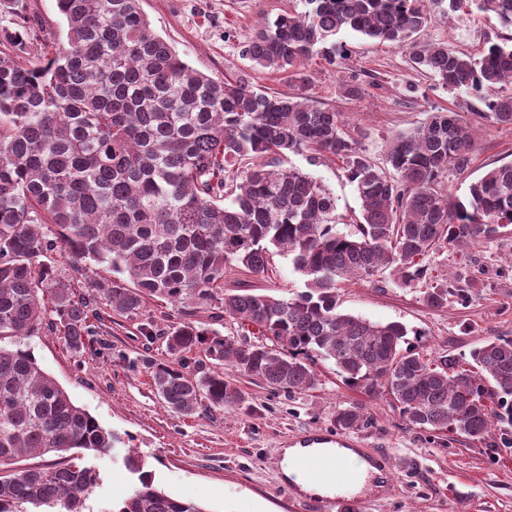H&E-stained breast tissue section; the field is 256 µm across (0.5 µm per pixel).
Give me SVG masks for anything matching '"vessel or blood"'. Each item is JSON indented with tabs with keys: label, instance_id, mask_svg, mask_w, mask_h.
<instances>
[{
	"label": "vessel or blood",
	"instance_id": "b4317fda",
	"mask_svg": "<svg viewBox=\"0 0 512 512\" xmlns=\"http://www.w3.org/2000/svg\"><path fill=\"white\" fill-rule=\"evenodd\" d=\"M291 444L305 451L298 464L308 479L329 489L325 495L306 496L304 502L307 506L320 512L330 504L342 508L359 503L360 498L353 491L359 475L345 467L341 456L342 449L358 447L355 437L341 432L307 430L293 438Z\"/></svg>",
	"mask_w": 512,
	"mask_h": 512
}]
</instances>
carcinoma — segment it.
Listing matches in <instances>:
<instances>
[{"label":"carcinoma","instance_id":"carcinoma-1","mask_svg":"<svg viewBox=\"0 0 512 512\" xmlns=\"http://www.w3.org/2000/svg\"><path fill=\"white\" fill-rule=\"evenodd\" d=\"M65 21L52 57L22 63L0 56V512H87L100 472L83 452L115 450L119 438L76 405L28 350L13 348L42 330L60 332L76 354L92 343L100 310L126 319L147 301L221 305L258 327L250 344L196 321L167 331L179 367L140 364L168 411L180 417L232 410L247 401L222 371L189 369L193 350L271 390L318 384L315 366L331 362L345 385L369 397L387 392L406 425L484 442L512 443V338L495 337L470 358L434 357L422 333L339 309L336 289L392 269L393 282H428L435 309L469 289L432 275L425 257L490 240L512 226V162L487 170L461 201L444 187L467 172L475 142L459 112H432L423 126L394 135L386 166L360 146L342 114L312 102L304 65L349 60L345 31L405 49L417 67L450 91L479 97L477 116L512 125V44L492 43L481 58L420 40L433 21L426 0H300L303 10L260 25L242 46L254 67L286 73L292 96L257 92L242 79L190 68L151 27L140 0H56ZM475 4L512 27V0ZM24 0H0L16 18L11 43L31 31ZM315 165L342 160L360 217L342 230L336 201L289 155ZM72 269L88 264L121 278L75 288L57 277L49 255ZM291 259L304 291L290 298L224 293V270L266 275L270 256ZM416 342H411L409 336ZM336 429L367 425L358 403L336 410ZM77 450L66 463L13 470L25 454ZM123 465L131 494L106 512H206L154 484L142 458Z\"/></svg>","mask_w":512,"mask_h":512}]
</instances>
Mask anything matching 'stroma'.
Here are the masks:
<instances>
[{
    "label": "stroma",
    "instance_id": "35a3bbf8",
    "mask_svg": "<svg viewBox=\"0 0 512 512\" xmlns=\"http://www.w3.org/2000/svg\"><path fill=\"white\" fill-rule=\"evenodd\" d=\"M299 5V0H140L153 29L193 69L218 78H243L254 88L282 95L295 91L287 76L255 69L242 58L240 47L265 20ZM510 38L511 27L477 9L464 18L438 17L423 34L426 42L475 58L487 43ZM340 39L351 51L346 67L310 62L311 96L359 131L361 147L377 164H384L393 135L412 131L429 113H470L482 107L473 94L437 85L415 68L405 49L351 31ZM353 76L366 83L357 99L347 98L343 90ZM469 132L476 145L471 167L462 175L449 174L445 183L451 196L461 199L486 170L512 161V126L475 119ZM293 162L332 192L340 221L353 223L359 200L341 160L324 158L313 167L300 156ZM425 262L444 279L462 283L475 276L470 302L435 310L425 304L422 288H400L385 277L342 284L341 310L422 331L428 353L435 356L465 357L490 337L512 336V231L463 252L442 246L430 251ZM273 266L265 276L225 275V292L285 297L303 290V279L287 257L274 256ZM188 315L223 334L251 343L262 340L256 327L220 309L153 302L138 319H103L98 344L84 353L68 351L50 332L25 340L24 346L78 406L120 437L121 447L134 449L145 460L157 487L202 505L206 512H305L280 468L284 445L300 430H334L337 409L354 402L363 403L368 419L356 436L366 450L387 455L389 473L388 491H362L357 512H512L511 444L462 437L448 441L407 427L390 397H367L326 368L314 389L291 393L270 391L230 370L227 378L248 398L242 409L183 418L168 412L149 374L130 363L169 360L165 332ZM89 461L99 470L101 484L88 505L91 512H106L132 492L134 480L111 455H93Z\"/></svg>",
    "mask_w": 512,
    "mask_h": 512
}]
</instances>
